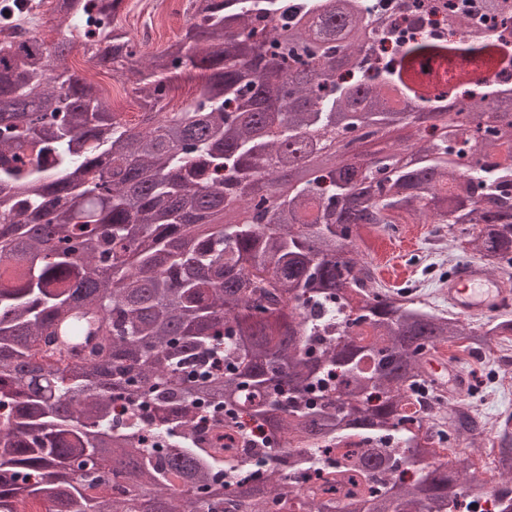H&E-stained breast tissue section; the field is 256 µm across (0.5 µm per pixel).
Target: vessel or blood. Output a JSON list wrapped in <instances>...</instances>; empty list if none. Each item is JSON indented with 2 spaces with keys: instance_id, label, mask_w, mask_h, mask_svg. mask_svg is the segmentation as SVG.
Instances as JSON below:
<instances>
[{
  "instance_id": "vessel-or-blood-1",
  "label": "vessel or blood",
  "mask_w": 512,
  "mask_h": 512,
  "mask_svg": "<svg viewBox=\"0 0 512 512\" xmlns=\"http://www.w3.org/2000/svg\"><path fill=\"white\" fill-rule=\"evenodd\" d=\"M440 295L446 299L449 308L463 318L479 317L494 309L512 305V292L503 288L499 279L481 263L472 260L454 267L442 282ZM68 333V328L51 326L49 342L60 350L64 358L73 361L97 340L91 329L87 330L85 339L77 344L68 340ZM426 370L429 380L440 392L452 391L465 383L463 374L439 357H428Z\"/></svg>"
}]
</instances>
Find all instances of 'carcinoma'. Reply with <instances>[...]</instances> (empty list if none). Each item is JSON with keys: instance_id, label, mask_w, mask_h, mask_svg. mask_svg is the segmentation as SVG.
Returning a JSON list of instances; mask_svg holds the SVG:
<instances>
[{"instance_id": "cac0c4a2", "label": "carcinoma", "mask_w": 512, "mask_h": 512, "mask_svg": "<svg viewBox=\"0 0 512 512\" xmlns=\"http://www.w3.org/2000/svg\"><path fill=\"white\" fill-rule=\"evenodd\" d=\"M85 53L149 111H111L104 89L72 72L66 32L0 42V512H453L478 491L466 461L431 460L439 424L405 401L437 346L488 352L512 317L477 327L378 283L361 261L366 232L396 224H471L472 250L512 266V110L492 129L430 111L422 130L402 73L369 81L361 30L388 18L363 0H186L190 24L146 53L120 31L123 0H53ZM475 10L512 28V0ZM411 44L414 59L439 53ZM195 94L166 111L178 76ZM354 129L347 159L317 141ZM305 175L280 181L289 159ZM265 194L254 199L257 182ZM102 312L87 358L34 361L53 320ZM246 416L263 472L235 475L220 439L198 431ZM474 436L473 417H443ZM511 419L499 434L512 512ZM332 481L361 472L343 505L302 502L307 469L348 437ZM386 469L416 479L373 489Z\"/></svg>"}]
</instances>
